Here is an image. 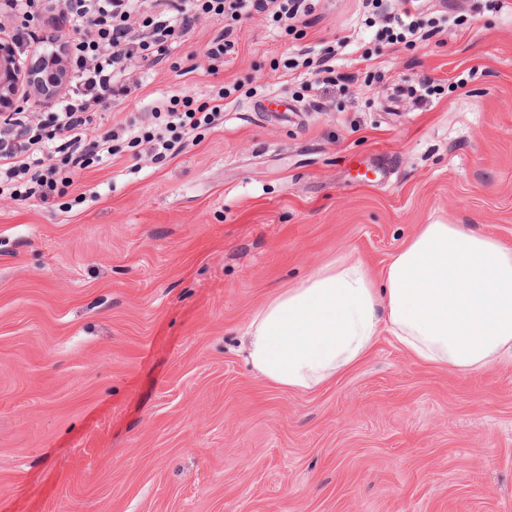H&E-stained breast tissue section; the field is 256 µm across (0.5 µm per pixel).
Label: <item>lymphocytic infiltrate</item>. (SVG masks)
I'll list each match as a JSON object with an SVG mask.
<instances>
[{
  "label": "lymphocytic infiltrate",
  "instance_id": "f902f5d3",
  "mask_svg": "<svg viewBox=\"0 0 512 512\" xmlns=\"http://www.w3.org/2000/svg\"><path fill=\"white\" fill-rule=\"evenodd\" d=\"M63 6L76 35L59 49L67 93L50 111L0 117V196L17 201L50 202L122 147L145 145L156 158H173L199 141L201 128L223 125L225 88L211 105L188 96L157 99L140 124L90 136L96 107L131 91L127 60L163 59L174 35L189 33L202 14L238 21L266 13L285 26L312 10L306 0H63Z\"/></svg>",
  "mask_w": 512,
  "mask_h": 512
}]
</instances>
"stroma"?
Listing matches in <instances>:
<instances>
[{
  "label": "stroma",
  "mask_w": 512,
  "mask_h": 512,
  "mask_svg": "<svg viewBox=\"0 0 512 512\" xmlns=\"http://www.w3.org/2000/svg\"><path fill=\"white\" fill-rule=\"evenodd\" d=\"M382 9L426 40L379 42L363 0H333L289 33L240 22L213 75L223 24L201 17L91 129L240 84L222 128L0 199V512H512V367L463 376L385 337L301 393L241 350L268 297L342 256L380 274L420 225L512 248V0ZM330 47L336 84L286 67ZM270 94L290 111H259ZM364 165L388 175L356 185ZM234 44L224 40V30L212 39L205 47L204 57L208 61L206 70L212 74L217 73L216 63L224 64V56L234 54Z\"/></svg>",
  "instance_id": "35a3bbf8"
}]
</instances>
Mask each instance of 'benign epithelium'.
<instances>
[{
    "label": "benign epithelium",
    "instance_id": "7a95c632",
    "mask_svg": "<svg viewBox=\"0 0 512 512\" xmlns=\"http://www.w3.org/2000/svg\"><path fill=\"white\" fill-rule=\"evenodd\" d=\"M65 82L63 64L56 53L44 54L39 63L26 65L0 27V115L20 111L22 101L55 98Z\"/></svg>",
    "mask_w": 512,
    "mask_h": 512
}]
</instances>
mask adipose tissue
Listing matches in <instances>:
<instances>
[{
    "instance_id": "adipose-tissue-1",
    "label": "adipose tissue",
    "mask_w": 512,
    "mask_h": 512,
    "mask_svg": "<svg viewBox=\"0 0 512 512\" xmlns=\"http://www.w3.org/2000/svg\"><path fill=\"white\" fill-rule=\"evenodd\" d=\"M460 373L512 366V249L464 224H424L381 278L340 258L269 297L244 338L261 378L312 391L365 360L382 336Z\"/></svg>"
}]
</instances>
